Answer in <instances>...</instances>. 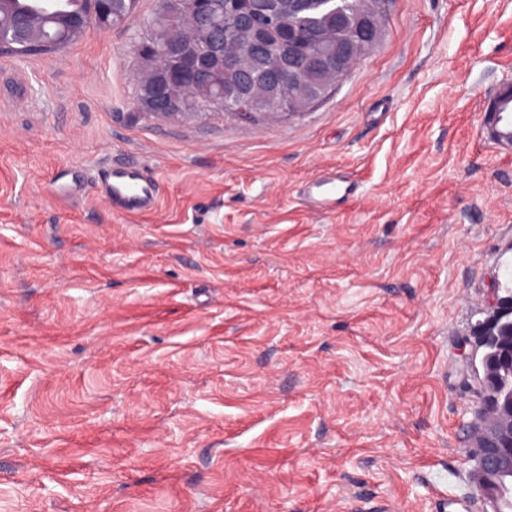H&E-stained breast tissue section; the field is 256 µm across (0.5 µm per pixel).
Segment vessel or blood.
<instances>
[{
  "label": "vessel or blood",
  "mask_w": 512,
  "mask_h": 512,
  "mask_svg": "<svg viewBox=\"0 0 512 512\" xmlns=\"http://www.w3.org/2000/svg\"><path fill=\"white\" fill-rule=\"evenodd\" d=\"M487 136L497 143H512V101L495 99L482 117ZM358 186L345 174L329 170L308 181L301 191L306 206L317 212H332L354 196ZM98 191L113 211L122 214L152 209L161 193L160 181L139 165L114 163L104 166Z\"/></svg>",
  "instance_id": "vessel-or-blood-1"
}]
</instances>
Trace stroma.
Instances as JSON below:
<instances>
[{
	"instance_id": "stroma-1",
	"label": "stroma",
	"mask_w": 512,
	"mask_h": 512,
	"mask_svg": "<svg viewBox=\"0 0 512 512\" xmlns=\"http://www.w3.org/2000/svg\"><path fill=\"white\" fill-rule=\"evenodd\" d=\"M159 0L0 55V512H483L461 348L512 268V0H383L319 103L140 108ZM156 208L113 213L109 163ZM360 185L336 212L305 183ZM500 89L494 102L483 111L482 127L495 143L510 145L512 141V101L502 100ZM98 192L117 213L131 214L150 210L160 193V181L139 165L112 163L102 168ZM358 186L340 171H322L301 191L306 206L317 212H332L354 196Z\"/></svg>"
}]
</instances>
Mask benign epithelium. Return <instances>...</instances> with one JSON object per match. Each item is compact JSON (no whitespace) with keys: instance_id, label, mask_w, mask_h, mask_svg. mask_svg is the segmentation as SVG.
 Segmentation results:
<instances>
[{"instance_id":"1","label":"benign epithelium","mask_w":512,"mask_h":512,"mask_svg":"<svg viewBox=\"0 0 512 512\" xmlns=\"http://www.w3.org/2000/svg\"><path fill=\"white\" fill-rule=\"evenodd\" d=\"M306 0H281L274 11L241 8L220 17L212 0H164L157 35L150 45H134L144 74L138 101L143 111L160 116H186L187 101L227 104L232 115L249 120L276 98L283 80L297 88L288 114H297L328 93L379 39L378 0H321L323 17L312 24L305 40L283 41L297 29V15ZM34 51L51 45L40 22L12 30ZM512 293L494 296L486 317L473 330L474 345L483 350L478 377L479 407L471 422L475 464L470 483L490 507L503 512L501 478L512 472V381L502 372L512 359V322L502 316Z\"/></svg>"}]
</instances>
